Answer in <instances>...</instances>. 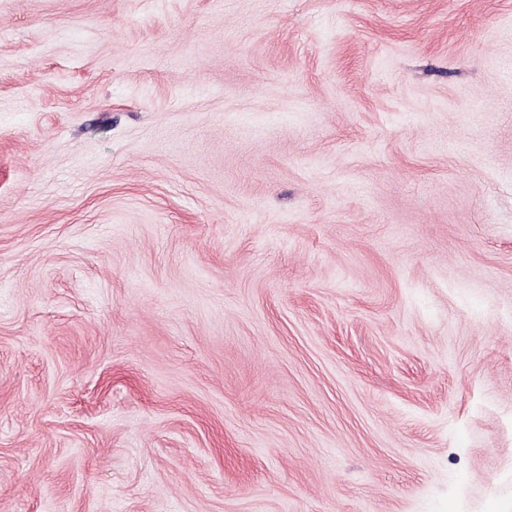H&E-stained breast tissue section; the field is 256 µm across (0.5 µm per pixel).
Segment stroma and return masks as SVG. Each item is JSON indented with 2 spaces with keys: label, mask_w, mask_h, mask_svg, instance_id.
<instances>
[{
  "label": "stroma",
  "mask_w": 512,
  "mask_h": 512,
  "mask_svg": "<svg viewBox=\"0 0 512 512\" xmlns=\"http://www.w3.org/2000/svg\"><path fill=\"white\" fill-rule=\"evenodd\" d=\"M0 512H512V0H0Z\"/></svg>",
  "instance_id": "stroma-1"
}]
</instances>
